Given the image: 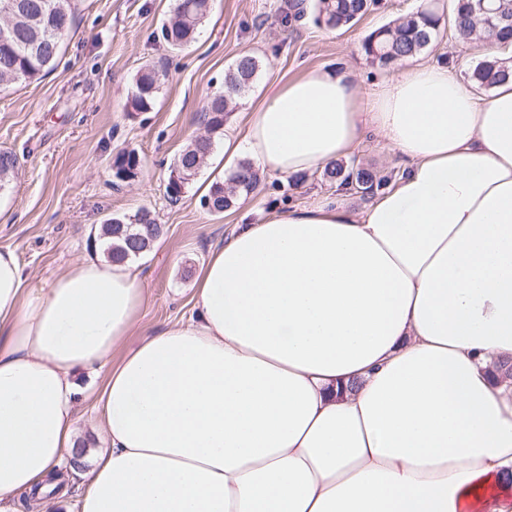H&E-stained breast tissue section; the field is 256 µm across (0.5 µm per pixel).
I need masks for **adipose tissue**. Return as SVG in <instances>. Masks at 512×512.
<instances>
[{"mask_svg":"<svg viewBox=\"0 0 512 512\" xmlns=\"http://www.w3.org/2000/svg\"><path fill=\"white\" fill-rule=\"evenodd\" d=\"M374 135L401 165L238 225L194 313L121 344L146 292L130 261L25 285L0 249V512L82 439L75 372L107 444L75 512H512V78L476 96L406 64L362 92L313 69L271 87L230 156L292 179Z\"/></svg>","mask_w":512,"mask_h":512,"instance_id":"adipose-tissue-1","label":"adipose tissue"}]
</instances>
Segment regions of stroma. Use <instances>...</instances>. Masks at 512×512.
Here are the masks:
<instances>
[{"label": "stroma", "mask_w": 512, "mask_h": 512, "mask_svg": "<svg viewBox=\"0 0 512 512\" xmlns=\"http://www.w3.org/2000/svg\"><path fill=\"white\" fill-rule=\"evenodd\" d=\"M425 3L376 0L356 26L334 31L309 17L283 23L287 0H212L196 41L174 50L158 33L175 0H73L75 22L53 70L0 91V151L17 158L11 181L0 190V248L15 251L28 287L39 288L93 253L96 229L107 219L148 210L163 233L139 258L147 301L124 345L136 346L187 320L202 264L237 225L259 223L336 191L318 173L297 184L265 172L260 192L240 197L224 213H210L201 200L224 166L218 143L182 199H168L169 168L188 140L203 133V108L209 95L223 89L225 70L244 53L261 61L251 90L224 122L225 135H240L251 105L278 78L322 68L350 74L362 91L373 90L388 69L366 60L363 37ZM483 57L480 46L459 42L444 29L418 61L451 60L467 73ZM147 64L164 77L153 110L132 116L127 95ZM122 148L136 149L143 167L138 181L116 186L112 161ZM78 415L82 453L70 469L67 495L49 512H68L105 450L90 404H81Z\"/></svg>", "instance_id": "1"}]
</instances>
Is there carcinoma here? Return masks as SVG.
Segmentation results:
<instances>
[{"instance_id": "obj_1", "label": "carcinoma", "mask_w": 512, "mask_h": 512, "mask_svg": "<svg viewBox=\"0 0 512 512\" xmlns=\"http://www.w3.org/2000/svg\"><path fill=\"white\" fill-rule=\"evenodd\" d=\"M474 0H453L448 13V27L462 41L496 39L505 44L512 42V0H504L509 19L495 28L479 27L477 14L473 12ZM374 5V0H291L290 16L299 21L312 13L314 21L327 28L352 26ZM210 12V0H176L173 15L163 23L159 38L173 49H182L195 39L198 27ZM443 23L442 14L421 9L394 23L383 25L369 33L361 44V51L372 63L389 64L417 57L431 48ZM74 24L72 0H0V87L17 82H34L53 67L64 38ZM259 60L250 54L239 56L224 73L223 92L212 96L206 103L204 121L206 134L194 137L173 163L172 170L179 172L175 181L167 180L165 193L173 201H179L190 182L198 174L211 154L215 138L224 130V119L233 103L249 89L258 74ZM159 70L146 66L138 71L133 89L127 98V106L133 112L153 109L158 87L154 81ZM512 75L507 59L485 58L477 63L469 75L477 90H490ZM136 151L122 149L115 154L112 176L117 182L135 179L141 168L134 163ZM16 167V157L7 151L0 152V189L4 188ZM322 176L329 182L341 181L352 185L364 195L373 193L374 187L384 179L355 166L336 163L323 170ZM230 190L215 184L202 203L208 210L222 214L234 204V195H250L259 191V179L250 164L245 171L234 174ZM138 223L131 224L120 217L110 219L108 231L101 234L105 252L116 261L133 259L151 250L162 234V228L143 210L137 214Z\"/></svg>"}]
</instances>
